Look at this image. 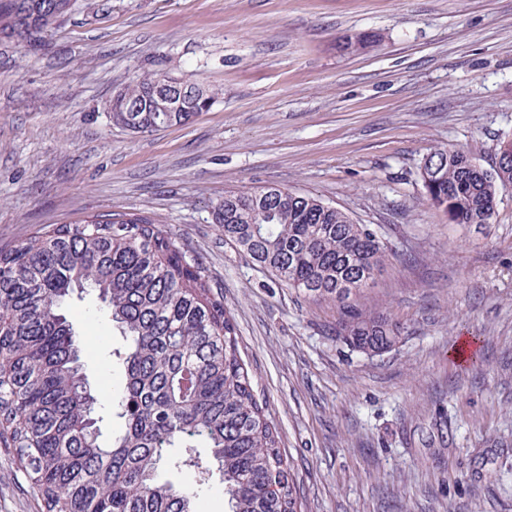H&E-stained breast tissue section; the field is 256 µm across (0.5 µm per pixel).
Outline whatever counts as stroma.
Returning a JSON list of instances; mask_svg holds the SVG:
<instances>
[{
	"mask_svg": "<svg viewBox=\"0 0 512 512\" xmlns=\"http://www.w3.org/2000/svg\"><path fill=\"white\" fill-rule=\"evenodd\" d=\"M371 32L375 43L343 52ZM214 89L182 127L133 134L109 103L138 76ZM512 137V0H75L0 40V247L50 224L145 212L205 267L293 462L305 512H512V190L448 223L420 176L434 146L492 168ZM318 196L396 245L358 307L400 323L379 356L333 333L211 219L226 191ZM68 315L94 393L120 374L92 300ZM469 340L482 364L456 361ZM0 512H41L0 444Z\"/></svg>",
	"mask_w": 512,
	"mask_h": 512,
	"instance_id": "obj_1",
	"label": "stroma"
}]
</instances>
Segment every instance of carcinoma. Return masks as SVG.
Returning <instances> with one entry per match:
<instances>
[{
    "label": "carcinoma",
    "mask_w": 512,
    "mask_h": 512,
    "mask_svg": "<svg viewBox=\"0 0 512 512\" xmlns=\"http://www.w3.org/2000/svg\"><path fill=\"white\" fill-rule=\"evenodd\" d=\"M72 0H0V36L43 32ZM148 73L116 98L133 134L184 126L216 98L189 96L179 112H149ZM486 169L463 149L436 147L420 175L428 201L454 224H488L512 188V138ZM224 241L278 283L336 306L335 335L375 356L397 322L354 304L395 246L322 199L268 185L226 191L212 211ZM91 296L120 340L108 346L123 380L95 397L64 305ZM119 422L101 440L106 416ZM0 440L16 452L43 512H200L213 480L229 512H300L292 466L242 359L237 328L205 270L144 212L53 224L0 249ZM169 471L183 477L176 484Z\"/></svg>",
    "instance_id": "carcinoma-1"
}]
</instances>
